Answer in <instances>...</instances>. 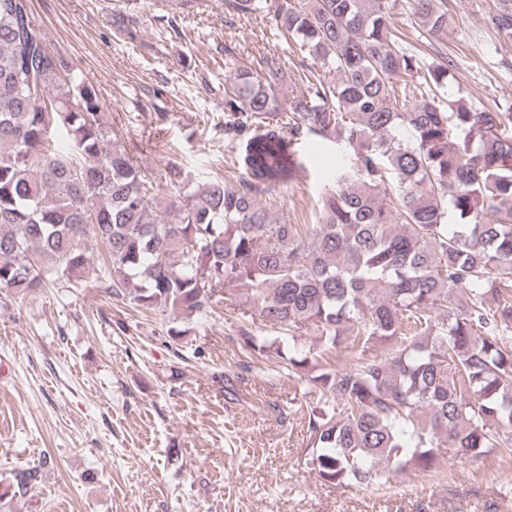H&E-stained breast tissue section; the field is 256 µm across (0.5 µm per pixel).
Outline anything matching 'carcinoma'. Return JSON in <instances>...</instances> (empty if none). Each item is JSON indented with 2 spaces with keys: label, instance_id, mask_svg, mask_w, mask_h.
<instances>
[{
  "label": "carcinoma",
  "instance_id": "carcinoma-1",
  "mask_svg": "<svg viewBox=\"0 0 512 512\" xmlns=\"http://www.w3.org/2000/svg\"><path fill=\"white\" fill-rule=\"evenodd\" d=\"M202 2L161 0L172 14ZM410 4L430 37L456 21L448 0ZM217 5L265 14L306 49L313 78L285 99L278 63L258 71L224 52L241 177L192 188L169 166L160 197L114 143L92 84L71 76L54 93L65 62L31 0H0V292L95 282L176 322L237 303L241 349L304 381L310 462L329 484L427 475L442 447L512 459V106L439 97L448 61L404 46L397 0ZM490 21L512 43V0ZM302 136H336L355 162L321 196L318 223L287 224L260 197L300 178ZM254 310L279 335L246 327ZM309 334L350 365L290 355ZM39 474L0 479V499L26 496Z\"/></svg>",
  "mask_w": 512,
  "mask_h": 512
}]
</instances>
